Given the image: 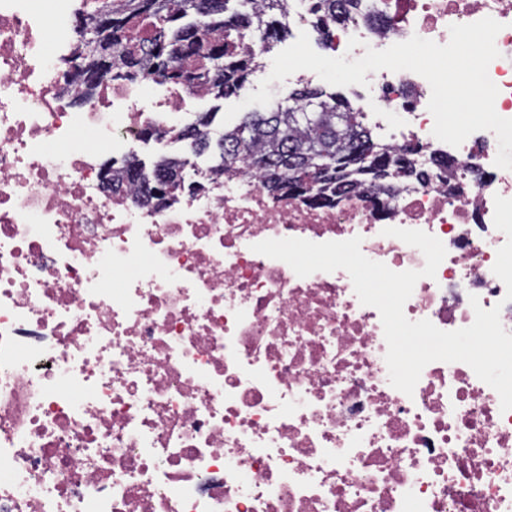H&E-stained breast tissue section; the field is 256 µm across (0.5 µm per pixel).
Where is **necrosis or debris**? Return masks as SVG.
Here are the masks:
<instances>
[{
  "instance_id": "necrosis-or-debris-1",
  "label": "necrosis or debris",
  "mask_w": 512,
  "mask_h": 512,
  "mask_svg": "<svg viewBox=\"0 0 512 512\" xmlns=\"http://www.w3.org/2000/svg\"><path fill=\"white\" fill-rule=\"evenodd\" d=\"M91 3L0 0V512H512V411L497 392L441 361L413 395L396 390L380 314L346 271L300 277L252 250L358 236L367 258L419 270L422 252L384 233L419 229L447 254L407 319L467 327L475 296L512 334L493 272L506 242L494 198H512V170L494 164V132L441 142L428 81L371 71L347 104L413 175L317 205L190 167L189 189L142 206L134 184L105 188L106 159L122 166L149 132L179 155L172 129L205 95L106 80L74 110L72 19ZM309 15L288 0L289 30L354 59L495 19L488 76L512 119V0H369L324 28Z\"/></svg>"
}]
</instances>
